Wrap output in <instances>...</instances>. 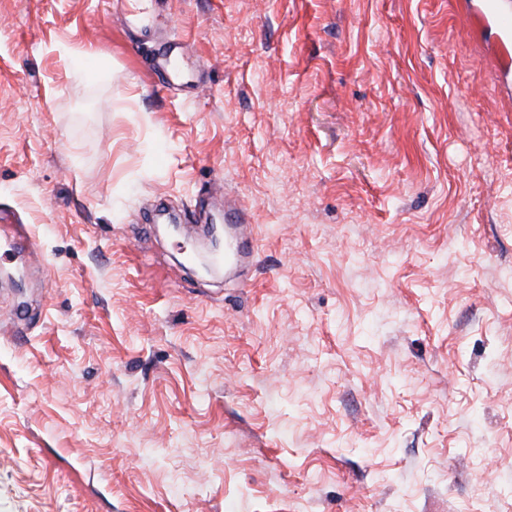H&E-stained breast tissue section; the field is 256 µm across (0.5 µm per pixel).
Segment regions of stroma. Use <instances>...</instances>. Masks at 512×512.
Segmentation results:
<instances>
[{
    "instance_id": "1",
    "label": "stroma",
    "mask_w": 512,
    "mask_h": 512,
    "mask_svg": "<svg viewBox=\"0 0 512 512\" xmlns=\"http://www.w3.org/2000/svg\"><path fill=\"white\" fill-rule=\"evenodd\" d=\"M487 3L122 0L126 36L0 0V214L35 235L0 259V512H512ZM164 206L254 225V264L195 273ZM177 48L175 43L170 42L168 49L162 52L152 64L154 74L161 84H169L172 77L177 75L171 67L173 52Z\"/></svg>"
}]
</instances>
